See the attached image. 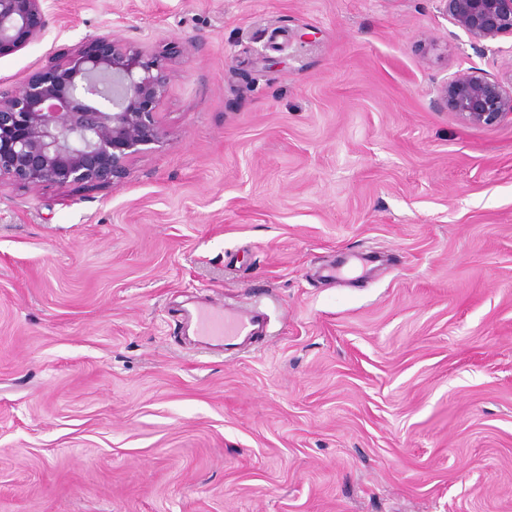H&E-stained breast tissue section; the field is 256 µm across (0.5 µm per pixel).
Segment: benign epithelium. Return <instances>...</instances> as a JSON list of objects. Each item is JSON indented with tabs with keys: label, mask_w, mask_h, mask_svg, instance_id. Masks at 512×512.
I'll return each instance as SVG.
<instances>
[{
	"label": "benign epithelium",
	"mask_w": 512,
	"mask_h": 512,
	"mask_svg": "<svg viewBox=\"0 0 512 512\" xmlns=\"http://www.w3.org/2000/svg\"><path fill=\"white\" fill-rule=\"evenodd\" d=\"M453 23L481 41L512 36V0H443ZM44 0H0V56L40 41ZM160 54L115 36L95 48L55 57L47 76L17 88L0 80V183L27 186L112 184L130 160L165 134L158 108L175 77ZM451 111L469 124L512 118V86L477 70L457 73L441 88Z\"/></svg>",
	"instance_id": "benign-epithelium-1"
}]
</instances>
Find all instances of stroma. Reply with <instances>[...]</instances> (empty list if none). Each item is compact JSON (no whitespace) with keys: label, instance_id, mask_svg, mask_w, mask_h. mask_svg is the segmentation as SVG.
Segmentation results:
<instances>
[{"label":"stroma","instance_id":"stroma-1","mask_svg":"<svg viewBox=\"0 0 512 512\" xmlns=\"http://www.w3.org/2000/svg\"><path fill=\"white\" fill-rule=\"evenodd\" d=\"M0 80L186 46L160 146L0 186V512H512V81L443 0H46ZM259 306L213 355L196 306ZM440 92L451 111L466 123L489 125L507 117L512 120V81L507 88L482 72L467 70L457 73Z\"/></svg>","mask_w":512,"mask_h":512}]
</instances>
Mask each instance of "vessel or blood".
Instances as JSON below:
<instances>
[{
    "mask_svg": "<svg viewBox=\"0 0 512 512\" xmlns=\"http://www.w3.org/2000/svg\"><path fill=\"white\" fill-rule=\"evenodd\" d=\"M201 344L216 352H230L261 335L266 322L261 310L249 312L227 310L201 311L199 316Z\"/></svg>",
    "mask_w": 512,
    "mask_h": 512,
    "instance_id": "vessel-or-blood-1",
    "label": "vessel or blood"
}]
</instances>
